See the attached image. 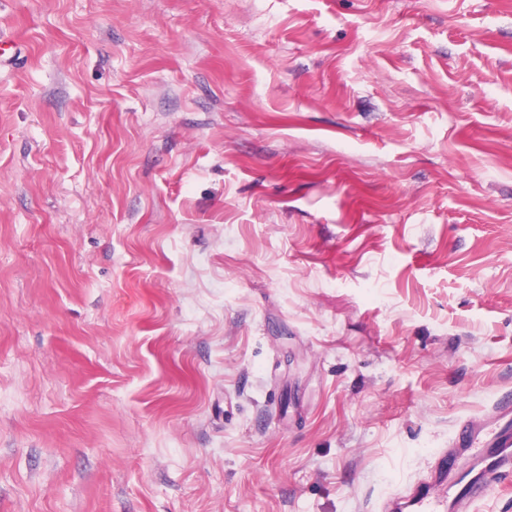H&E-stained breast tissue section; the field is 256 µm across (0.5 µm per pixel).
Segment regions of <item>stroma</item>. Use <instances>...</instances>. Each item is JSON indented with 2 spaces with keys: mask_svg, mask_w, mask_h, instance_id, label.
Listing matches in <instances>:
<instances>
[{
  "mask_svg": "<svg viewBox=\"0 0 512 512\" xmlns=\"http://www.w3.org/2000/svg\"><path fill=\"white\" fill-rule=\"evenodd\" d=\"M0 38V512H385L512 404V0Z\"/></svg>",
  "mask_w": 512,
  "mask_h": 512,
  "instance_id": "stroma-1",
  "label": "stroma"
}]
</instances>
